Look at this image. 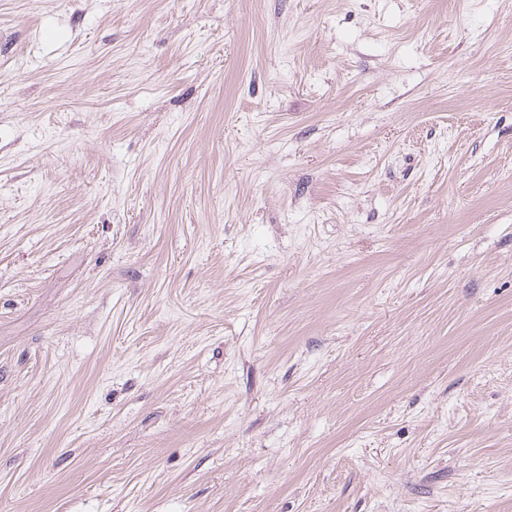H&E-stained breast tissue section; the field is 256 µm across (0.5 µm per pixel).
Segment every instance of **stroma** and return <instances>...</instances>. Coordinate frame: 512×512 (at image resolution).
I'll return each instance as SVG.
<instances>
[{
    "instance_id": "obj_1",
    "label": "stroma",
    "mask_w": 512,
    "mask_h": 512,
    "mask_svg": "<svg viewBox=\"0 0 512 512\" xmlns=\"http://www.w3.org/2000/svg\"><path fill=\"white\" fill-rule=\"evenodd\" d=\"M0 512H512V0H0Z\"/></svg>"
}]
</instances>
